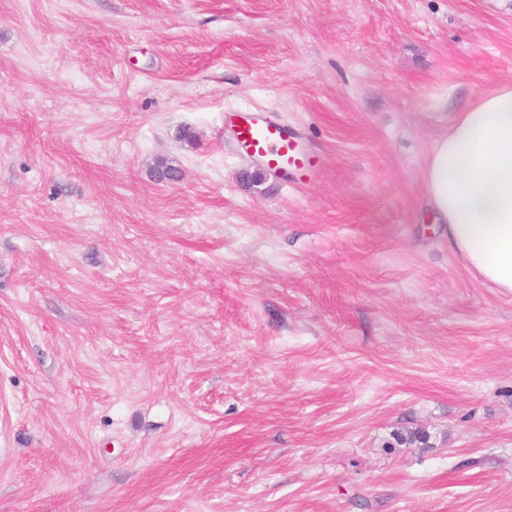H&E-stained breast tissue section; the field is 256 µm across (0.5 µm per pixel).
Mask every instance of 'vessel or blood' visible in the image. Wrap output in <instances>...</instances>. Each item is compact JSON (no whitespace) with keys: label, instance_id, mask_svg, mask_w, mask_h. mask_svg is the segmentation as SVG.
Wrapping results in <instances>:
<instances>
[{"label":"vessel or blood","instance_id":"vessel-or-blood-1","mask_svg":"<svg viewBox=\"0 0 512 512\" xmlns=\"http://www.w3.org/2000/svg\"><path fill=\"white\" fill-rule=\"evenodd\" d=\"M241 149L260 158L268 168L299 184L308 183L324 169V159L308 151L287 126L266 116L242 118L237 129Z\"/></svg>","mask_w":512,"mask_h":512}]
</instances>
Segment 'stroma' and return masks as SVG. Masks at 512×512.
I'll list each match as a JSON object with an SVG mask.
<instances>
[{"mask_svg": "<svg viewBox=\"0 0 512 512\" xmlns=\"http://www.w3.org/2000/svg\"><path fill=\"white\" fill-rule=\"evenodd\" d=\"M504 82L512 0H0V512H512V296L422 185ZM238 143L250 157L298 184H306L324 169L323 156L308 151L299 136L267 116L244 117L238 124Z\"/></svg>", "mask_w": 512, "mask_h": 512, "instance_id": "1", "label": "stroma"}]
</instances>
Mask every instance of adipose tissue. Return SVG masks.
I'll return each instance as SVG.
<instances>
[{
  "mask_svg": "<svg viewBox=\"0 0 512 512\" xmlns=\"http://www.w3.org/2000/svg\"><path fill=\"white\" fill-rule=\"evenodd\" d=\"M423 186L450 251L475 279L512 295V85L473 103L435 139Z\"/></svg>",
  "mask_w": 512,
  "mask_h": 512,
  "instance_id": "ef3b65f1",
  "label": "adipose tissue"
}]
</instances>
